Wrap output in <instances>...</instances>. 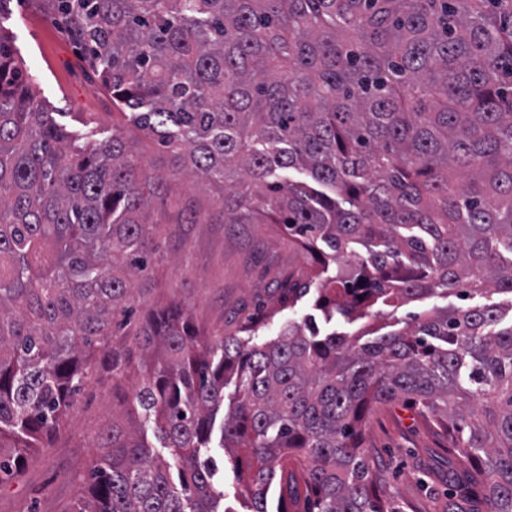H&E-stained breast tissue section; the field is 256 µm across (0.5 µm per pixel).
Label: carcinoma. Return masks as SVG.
I'll return each instance as SVG.
<instances>
[{
    "label": "carcinoma",
    "mask_w": 512,
    "mask_h": 512,
    "mask_svg": "<svg viewBox=\"0 0 512 512\" xmlns=\"http://www.w3.org/2000/svg\"><path fill=\"white\" fill-rule=\"evenodd\" d=\"M112 91V134L64 131L0 25V474L71 410L101 360L169 450L112 423L74 512H396L361 428L403 398L462 448L488 512H512V322L450 306L361 342L382 304L512 294V0H35ZM170 150L147 167L129 128ZM224 186V223L275 224L304 267L288 308L208 340L177 305L135 317L150 203L183 168ZM302 169L321 186L287 183ZM247 335L242 339L241 335ZM132 338L142 352L134 359ZM232 410L217 421L225 388ZM275 489V508L268 493ZM378 310H380V313H384V315H381L379 317V314L375 313ZM391 310H392V308H386V307H382V306L373 307L372 309H370V311L375 316L365 317L364 319L357 320V321H355L352 324H348V323H345V322L336 323V329L338 331H345V332H348L350 334H353V333H355L357 331L361 332V331H364L365 329L375 328L377 326H380V325L388 322L387 314Z\"/></svg>",
    "instance_id": "1"
}]
</instances>
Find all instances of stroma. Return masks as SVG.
Here are the masks:
<instances>
[{
  "instance_id": "35a3bbf8",
  "label": "stroma",
  "mask_w": 512,
  "mask_h": 512,
  "mask_svg": "<svg viewBox=\"0 0 512 512\" xmlns=\"http://www.w3.org/2000/svg\"><path fill=\"white\" fill-rule=\"evenodd\" d=\"M0 24L12 31L18 58L67 129L80 119L112 126V97L88 79L75 47L47 21L32 0H12ZM159 259L138 312L175 302L207 336L236 331L259 319L273 302L278 282L303 259L270 224H228L221 195L197 188L192 174L179 177L170 197L154 200ZM127 412L113 406L112 375L97 368L60 428L28 455L23 468L0 479V512H72L94 461L99 435ZM368 461L382 497L397 512H487L476 473L461 450L408 404L375 407L363 425Z\"/></svg>"
}]
</instances>
